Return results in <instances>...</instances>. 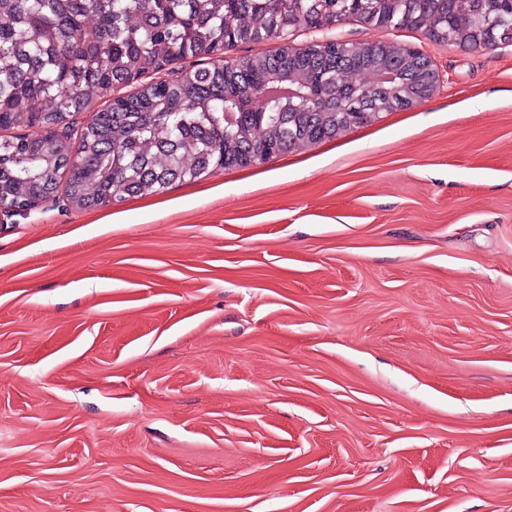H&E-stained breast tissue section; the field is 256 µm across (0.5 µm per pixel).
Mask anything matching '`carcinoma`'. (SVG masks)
Here are the masks:
<instances>
[{
	"label": "carcinoma",
	"mask_w": 512,
	"mask_h": 512,
	"mask_svg": "<svg viewBox=\"0 0 512 512\" xmlns=\"http://www.w3.org/2000/svg\"><path fill=\"white\" fill-rule=\"evenodd\" d=\"M0 0V205L62 194L79 208L157 193L213 168L249 166L371 123L421 74L410 48L359 53L348 43L284 45L238 63L224 47L286 39L296 28L357 18L411 27L435 41H512V0L485 14L478 0ZM189 58L157 82L137 77ZM394 67L363 100L350 75ZM341 82V99L332 86ZM132 91L91 110L93 97ZM92 112L77 131L72 118ZM22 124L40 136L8 135Z\"/></svg>",
	"instance_id": "carcinoma-1"
}]
</instances>
